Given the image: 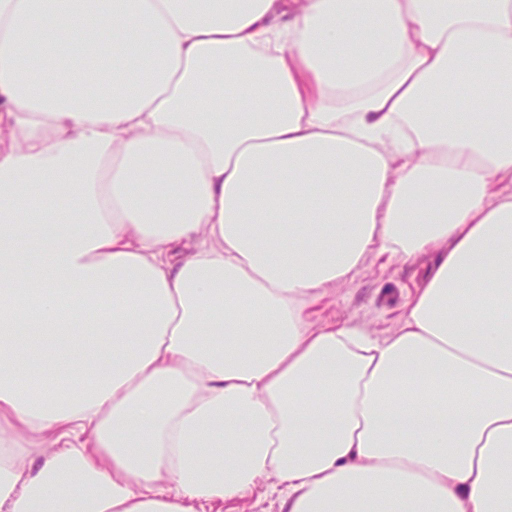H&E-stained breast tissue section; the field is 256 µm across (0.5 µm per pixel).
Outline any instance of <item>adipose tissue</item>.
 Returning <instances> with one entry per match:
<instances>
[{"instance_id": "ef3b65f1", "label": "adipose tissue", "mask_w": 512, "mask_h": 512, "mask_svg": "<svg viewBox=\"0 0 512 512\" xmlns=\"http://www.w3.org/2000/svg\"><path fill=\"white\" fill-rule=\"evenodd\" d=\"M374 246L399 326H312ZM269 476L512 512V0H0V512Z\"/></svg>"}]
</instances>
